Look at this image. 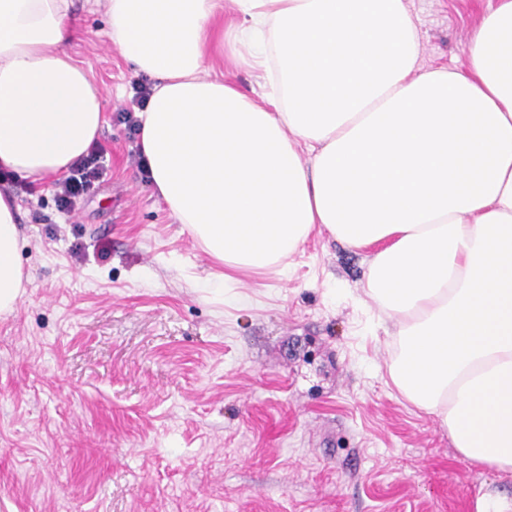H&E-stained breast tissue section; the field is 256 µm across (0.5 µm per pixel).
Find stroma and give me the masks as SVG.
<instances>
[{
  "instance_id": "35a3bbf8",
  "label": "stroma",
  "mask_w": 512,
  "mask_h": 512,
  "mask_svg": "<svg viewBox=\"0 0 512 512\" xmlns=\"http://www.w3.org/2000/svg\"><path fill=\"white\" fill-rule=\"evenodd\" d=\"M407 3L421 68L465 70L488 0ZM74 9L106 169L69 214L53 179L17 194L30 279L0 317V512H475L512 495L390 381L368 250L315 231L288 273L209 283L117 120L137 75L105 6ZM512 497L485 493L477 499L476 512H511Z\"/></svg>"
}]
</instances>
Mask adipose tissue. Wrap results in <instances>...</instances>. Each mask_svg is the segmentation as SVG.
<instances>
[{
	"label": "adipose tissue",
	"instance_id": "adipose-tissue-1",
	"mask_svg": "<svg viewBox=\"0 0 512 512\" xmlns=\"http://www.w3.org/2000/svg\"><path fill=\"white\" fill-rule=\"evenodd\" d=\"M73 0H0V171L54 177L104 124L66 50ZM107 36L152 81L150 186L216 266L287 270L314 228L371 257L363 286L399 344L400 394L457 456L512 473V0L469 68L419 71L406 0H106ZM231 50L260 101L211 76ZM0 193V315L28 275Z\"/></svg>",
	"mask_w": 512,
	"mask_h": 512
}]
</instances>
